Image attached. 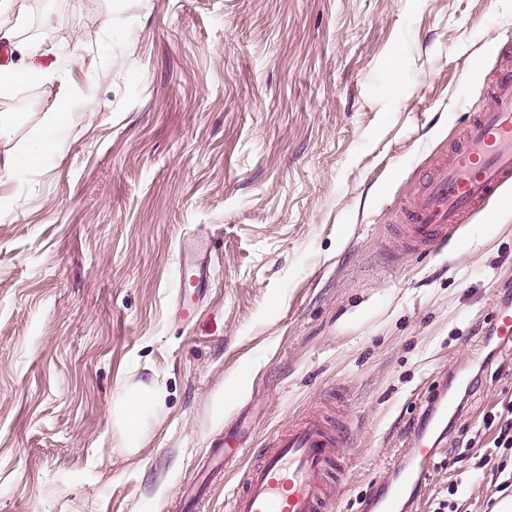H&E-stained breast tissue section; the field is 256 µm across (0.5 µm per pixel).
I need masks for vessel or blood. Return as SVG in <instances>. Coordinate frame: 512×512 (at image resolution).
Here are the masks:
<instances>
[{
    "label": "vessel or blood",
    "instance_id": "vessel-or-blood-1",
    "mask_svg": "<svg viewBox=\"0 0 512 512\" xmlns=\"http://www.w3.org/2000/svg\"><path fill=\"white\" fill-rule=\"evenodd\" d=\"M490 100L472 115L450 154L440 156L416 193L400 204L396 233L404 251L432 252L443 247L462 224L479 212L502 188L512 184V49L502 48L495 74L475 69ZM493 332L502 345L512 344V303L502 304L493 318ZM431 418L443 422L455 402L445 389L427 401ZM349 439L343 426H332L314 411L269 436L259 459L247 465L233 492L229 512H333L332 474L343 473ZM427 433L413 438L403 470L379 512H398L436 457Z\"/></svg>",
    "mask_w": 512,
    "mask_h": 512
}]
</instances>
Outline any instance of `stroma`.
I'll use <instances>...</instances> for the list:
<instances>
[{
    "label": "stroma",
    "instance_id": "35a3bbf8",
    "mask_svg": "<svg viewBox=\"0 0 512 512\" xmlns=\"http://www.w3.org/2000/svg\"><path fill=\"white\" fill-rule=\"evenodd\" d=\"M9 148L57 99L64 152L0 168V512H227L245 459L311 410L350 422L337 512L383 494L422 399L457 405L411 512H493L512 450V204L407 254L397 206L448 151L512 0H27ZM210 269L181 288L183 241ZM154 399L130 450L112 422ZM494 455L501 474L479 467ZM456 494H449L450 483ZM492 328L502 345L507 346L512 343V302L499 304L494 314ZM144 398L139 392L129 393L123 400L120 411V426L134 431L142 419L141 408Z\"/></svg>",
    "mask_w": 512,
    "mask_h": 512
}]
</instances>
